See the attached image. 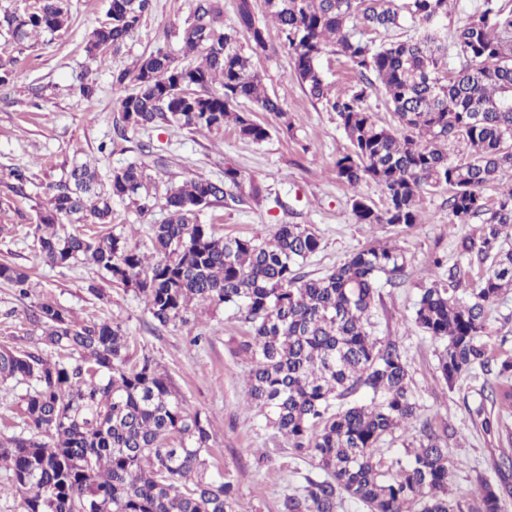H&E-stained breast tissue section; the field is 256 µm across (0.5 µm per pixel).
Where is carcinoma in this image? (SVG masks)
Masks as SVG:
<instances>
[{
    "mask_svg": "<svg viewBox=\"0 0 512 512\" xmlns=\"http://www.w3.org/2000/svg\"><path fill=\"white\" fill-rule=\"evenodd\" d=\"M153 0H109L106 19L87 42L103 62L132 37ZM451 0H265L293 61L296 79L311 98L336 113L351 151L332 169L353 192L359 224L413 228L422 223L426 191H448V224L476 228L457 243L467 263L448 267L447 279L420 288L415 325L443 343L438 372L453 388L478 368L485 398L476 416L489 437L506 430L512 408V355L489 343L487 314L512 292V182L492 201L484 189L512 172V8L483 0L453 38L443 32ZM68 0H35L33 9L0 17L13 43L55 34L68 26ZM416 34L380 44L371 30ZM252 55L234 48L238 30ZM184 55L158 48L112 81L125 131L158 123L190 132L233 127L253 142L268 127L239 110L248 101L286 117L254 70L252 56L268 49L267 29L256 23L253 0H238L237 27L224 28L220 0H192L178 31ZM332 53L344 57L358 81L331 93L320 67ZM380 83L398 126L378 124L366 104ZM144 167L112 171L108 184L96 169L76 163L51 186L50 207L34 229L43 261L69 267L79 261L142 295L158 325H186L192 301L235 307L247 324L238 353L249 362L244 398L259 410L297 455L317 460L320 477L284 497L281 512H337L344 499L368 512H503L512 497V456L497 464L498 484L479 483L468 496L449 489L448 449L455 428L422 426L419 447L388 462L376 458L383 438L416 418L410 372L399 344L372 336L379 279L406 277L404 252L373 241L320 277L301 273L320 246L305 224H281L268 239L224 237L199 222L210 206L242 185L241 172L224 181L198 176L166 191L168 217L151 225L152 252L119 235L61 231L72 224L112 223V201L141 199L151 209ZM375 182L383 207L357 188ZM0 280L27 296L29 276L7 264ZM48 352L0 346V382L25 381L21 410L27 433L0 439V465L11 472L22 512H238L235 483L208 474L207 423L189 412L169 377L144 358L129 359V336L118 323L78 320L41 303L29 315ZM364 390L367 402L351 397Z\"/></svg>",
    "mask_w": 512,
    "mask_h": 512,
    "instance_id": "obj_1",
    "label": "carcinoma"
}]
</instances>
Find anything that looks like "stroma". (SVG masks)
<instances>
[{
  "label": "stroma",
  "mask_w": 512,
  "mask_h": 512,
  "mask_svg": "<svg viewBox=\"0 0 512 512\" xmlns=\"http://www.w3.org/2000/svg\"><path fill=\"white\" fill-rule=\"evenodd\" d=\"M191 0H153L134 37L119 52L109 54L102 68L89 70L86 44L105 18L106 0H70L71 20L65 31L43 33L31 43L17 45L0 36V58L14 60V76L0 85V264L28 270L30 292L20 299L0 283V345L40 351L39 332L29 320L35 307L47 302L84 320L115 322L130 337L133 359L150 358L169 375L186 408L207 420L212 470L234 479L238 512H280L283 496L303 484L305 476H319L315 459L297 457L287 440H272L257 409L244 402L247 361L233 354L245 334L237 309L196 304L185 326L150 330L151 315L134 288L79 263L67 268L46 266L32 230L49 204L50 187L64 178L73 161L87 162L109 176L112 170L142 161L138 142L151 143L166 165H147L153 207L140 214L135 203L114 202L111 223L98 226L148 253L151 227L163 223V197L170 186L202 176L224 179V169L238 168L246 179L239 201L203 208L200 221L218 235L271 236L279 224H307L320 238L319 250L303 264L302 273L323 275L373 240L396 241L408 261L401 284H382L380 302L372 318L373 334L399 343L408 359L417 420L385 437L379 455L390 459L416 448L423 423L452 424L456 437L446 443L456 465L451 471L453 492H473L479 479L499 480L496 464L502 451L512 452V417L502 438L485 436L474 411L482 403L481 371L448 387L437 372L440 342L412 320L419 290L429 282L431 256L445 265L460 262L456 241L469 233L466 225L449 226L446 192L424 194V221L413 229L389 225L368 228L352 212L353 192L334 179L336 158L350 142L335 113L311 101L293 74V62L276 29L269 28L268 50L253 60L268 93L287 112V119L254 110L241 111L268 126L260 143L241 137L233 128L223 134L189 133L160 126L121 139L116 131L121 114L114 104L112 79L156 48L181 55L174 31L187 18ZM89 82L92 97L77 88ZM28 177L23 193L12 190L15 171ZM26 383L0 384V437L23 432L20 415Z\"/></svg>",
  "instance_id": "35a3bbf8"
}]
</instances>
